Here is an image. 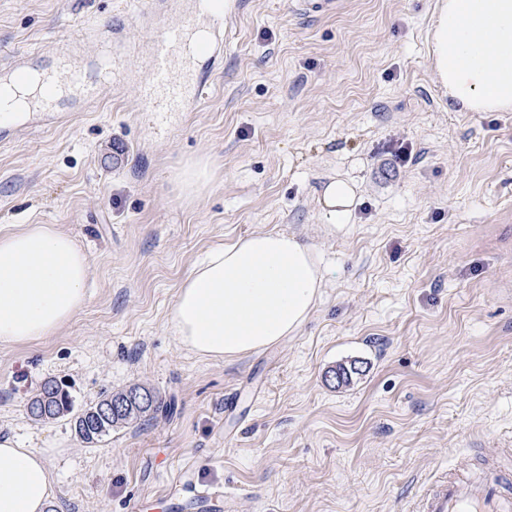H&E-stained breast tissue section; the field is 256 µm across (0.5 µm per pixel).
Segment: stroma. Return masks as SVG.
I'll use <instances>...</instances> for the list:
<instances>
[{
	"instance_id": "stroma-1",
	"label": "stroma",
	"mask_w": 512,
	"mask_h": 512,
	"mask_svg": "<svg viewBox=\"0 0 512 512\" xmlns=\"http://www.w3.org/2000/svg\"><path fill=\"white\" fill-rule=\"evenodd\" d=\"M434 2L241 0L189 111H139L130 69L0 133V229L57 225L92 261L67 326L0 347V435L50 449L51 512H170L182 482L233 496L186 512H405L438 472L512 470V112L449 111ZM136 6L0 0V79L52 69L83 29L133 49L159 23ZM200 158L211 179L189 199L173 175ZM332 178L356 185L337 231L317 201ZM264 229L319 249L320 305L265 352L196 357L170 325L181 280ZM50 379L78 410L133 385L177 408L87 444L70 417H27Z\"/></svg>"
}]
</instances>
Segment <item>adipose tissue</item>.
<instances>
[{
	"mask_svg": "<svg viewBox=\"0 0 512 512\" xmlns=\"http://www.w3.org/2000/svg\"><path fill=\"white\" fill-rule=\"evenodd\" d=\"M431 62L452 112H512V0H436ZM352 182L324 185L329 228L349 219ZM92 264L52 224L0 233V344L57 334L86 301ZM327 279L318 250L293 234L261 230L211 249L181 281L171 310L177 342L234 360L296 335ZM52 473L47 450L0 435V512H47Z\"/></svg>",
	"mask_w": 512,
	"mask_h": 512,
	"instance_id": "ef3b65f1",
	"label": "adipose tissue"
}]
</instances>
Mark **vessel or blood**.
I'll list each match as a JSON object with an SVG mask.
<instances>
[{"mask_svg": "<svg viewBox=\"0 0 512 512\" xmlns=\"http://www.w3.org/2000/svg\"><path fill=\"white\" fill-rule=\"evenodd\" d=\"M234 0H225L223 13H214L211 0H194L193 10L178 22H162L158 33L143 44L140 55L149 73L141 83L138 100L145 111L156 114L184 112L196 104L206 86V76L195 81L181 80L172 72V61L187 46L216 58L217 34L224 29L226 14ZM69 88L92 98L99 92L97 82L87 78L68 52L56 56L54 75L40 83L44 97H53L59 88ZM409 512H512V474H502L485 466L472 467L461 478H441L418 495Z\"/></svg>", "mask_w": 512, "mask_h": 512, "instance_id": "vessel-or-blood-1", "label": "vessel or blood"}]
</instances>
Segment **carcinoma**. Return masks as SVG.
<instances>
[{
  "mask_svg": "<svg viewBox=\"0 0 512 512\" xmlns=\"http://www.w3.org/2000/svg\"><path fill=\"white\" fill-rule=\"evenodd\" d=\"M112 401V415L101 416L100 410ZM73 401L68 391L54 380L43 383L39 392L26 404V415L37 421H53L71 414ZM171 405L153 391L139 385L109 393L83 409L73 418L76 435L86 444H97L112 430L132 424L158 412L168 413Z\"/></svg>",
  "mask_w": 512,
  "mask_h": 512,
  "instance_id": "obj_1",
  "label": "carcinoma"
}]
</instances>
